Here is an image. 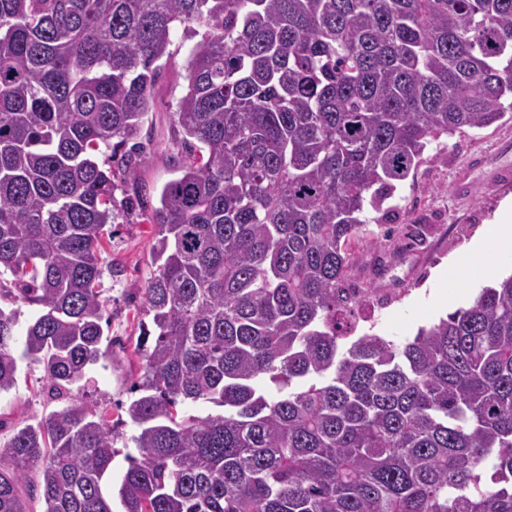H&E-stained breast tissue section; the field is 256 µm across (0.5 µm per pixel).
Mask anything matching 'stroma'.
I'll list each match as a JSON object with an SVG mask.
<instances>
[{
  "instance_id": "obj_1",
  "label": "stroma",
  "mask_w": 512,
  "mask_h": 512,
  "mask_svg": "<svg viewBox=\"0 0 512 512\" xmlns=\"http://www.w3.org/2000/svg\"><path fill=\"white\" fill-rule=\"evenodd\" d=\"M193 44L183 27L174 29L142 126L141 137L153 150L140 173V184L151 200L176 176L180 158L167 145L173 139V114L185 93L186 61ZM508 136L512 137V117L507 115L491 127L431 142L415 176L398 185L381 208H366L362 239L353 248L354 264L346 278L347 285L363 291L350 337L374 333L402 343L413 338L419 327L470 305L476 293L460 273L478 274L477 246L502 202L512 196V182L479 184L464 201L455 195L453 182L471 155L492 151ZM414 225L420 230L418 247L412 252L399 251V238ZM155 236V226L143 220L113 225L101 255L103 262H115L123 270L119 279H103L110 313L104 334L110 345L105 358L88 369L75 393L78 401L105 411L118 424L117 454L112 462L116 479L127 468L125 455L138 432L126 409L134 398L131 384L142 373L133 350L141 336V303L152 273L150 250ZM442 271L448 275L450 300L439 305L429 295ZM62 406V401L47 395L42 365L19 361L16 386L0 393V448L6 446L15 427Z\"/></svg>"
}]
</instances>
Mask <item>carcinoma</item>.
I'll return each instance as SVG.
<instances>
[{"instance_id": "1", "label": "carcinoma", "mask_w": 512, "mask_h": 512, "mask_svg": "<svg viewBox=\"0 0 512 512\" xmlns=\"http://www.w3.org/2000/svg\"><path fill=\"white\" fill-rule=\"evenodd\" d=\"M178 24L184 157L148 206ZM508 112L512 0H0V302L39 307L21 340L0 306V393L20 343L57 396L105 354L103 238L145 218L124 512H512V275L403 344L342 331L365 203ZM114 440L76 400L16 428L0 512L34 467L45 512H112ZM200 39L190 38L183 26H177L168 47L169 55L159 63L163 65L161 76L153 89L151 110L145 118L141 130L143 142L150 140L154 150L140 173L142 193L153 204L157 202L158 190L177 176L180 156L165 150L173 139V112L184 95L186 81V61L192 46Z\"/></svg>"}]
</instances>
